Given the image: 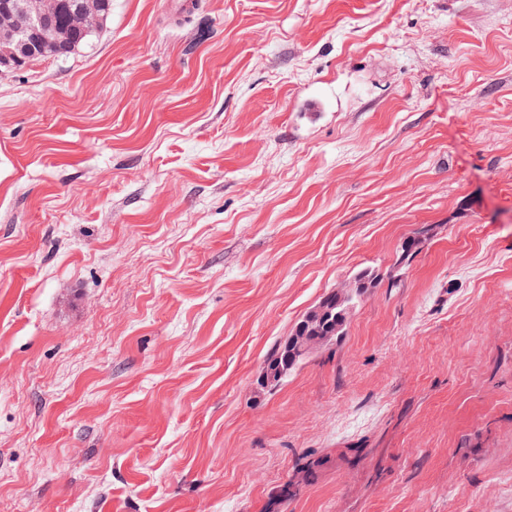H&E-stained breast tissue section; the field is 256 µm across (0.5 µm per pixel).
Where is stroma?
Segmentation results:
<instances>
[{"label":"stroma","instance_id":"1","mask_svg":"<svg viewBox=\"0 0 512 512\" xmlns=\"http://www.w3.org/2000/svg\"><path fill=\"white\" fill-rule=\"evenodd\" d=\"M197 2L0 74V512H512V0ZM426 241L427 238L410 236L402 242L400 249L396 253L394 262L388 267L385 273L388 285L391 286V288L397 285L400 276L403 275L414 256L419 252L421 246ZM378 277L379 274H374L373 270L363 269L355 277L354 293L326 292L318 304L295 324L291 336L276 343L268 353L264 373L257 381L261 389L268 393L275 391L306 359L314 345H327L345 336L350 313L360 292Z\"/></svg>","mask_w":512,"mask_h":512}]
</instances>
